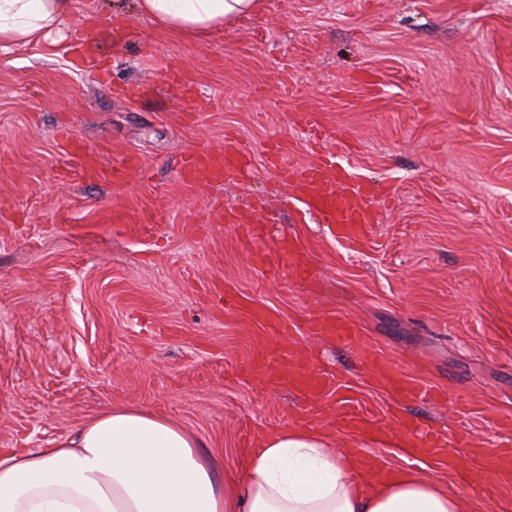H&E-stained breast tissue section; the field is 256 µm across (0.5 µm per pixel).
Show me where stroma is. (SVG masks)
<instances>
[{
	"instance_id": "stroma-1",
	"label": "stroma",
	"mask_w": 512,
	"mask_h": 512,
	"mask_svg": "<svg viewBox=\"0 0 512 512\" xmlns=\"http://www.w3.org/2000/svg\"><path fill=\"white\" fill-rule=\"evenodd\" d=\"M125 85L145 91L116 95ZM305 109L329 133L318 149L345 153L382 200L363 239L316 223L270 159L282 141L291 164L313 160ZM67 137L100 165L133 155L142 170L85 179ZM229 137L248 151L242 172L183 180L189 154ZM217 199L261 215L262 238L211 223ZM284 237L295 256L270 270L257 254ZM218 284L271 307L336 386L313 397L244 375L277 340L226 308ZM317 311L345 315L447 394L406 413L445 434L453 468L399 454L393 398L307 334ZM118 405L195 433L228 484L243 478L246 437L355 415L387 437L342 434L366 465L470 496L457 475L481 463L471 446L512 436L481 416H512V0H265L190 39L137 0H78L47 40L0 49V448L48 447Z\"/></svg>"
}]
</instances>
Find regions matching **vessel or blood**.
I'll use <instances>...</instances> for the list:
<instances>
[{
    "instance_id": "obj_1",
    "label": "vessel or blood",
    "mask_w": 512,
    "mask_h": 512,
    "mask_svg": "<svg viewBox=\"0 0 512 512\" xmlns=\"http://www.w3.org/2000/svg\"><path fill=\"white\" fill-rule=\"evenodd\" d=\"M68 150L78 161L84 177L91 180L119 184L137 173L140 167L139 160L130 156L120 165L101 168L76 143H69ZM244 155V150L233 141L226 142L223 152L217 156L206 150L198 151L185 166L184 178L198 186L223 183L225 176L237 168ZM282 174L297 189L302 202L316 215L319 223L327 225L338 237H361L371 224L376 223L375 193L344 163L341 156L323 153L315 163L302 168L288 167ZM229 304L232 311L249 318L269 334H277L278 321L270 309L236 298L230 299ZM307 327L313 335L335 339L401 400H434L435 394L431 389L411 381L392 362L379 355L372 341L350 320L334 313H324L310 317ZM306 363L305 356L296 345L283 339L273 348L261 350L249 364L248 371L271 382H286L305 388L309 394L321 395L327 391L329 381L322 373L310 371ZM398 429L405 438L406 446L414 448L415 459L439 453V439L424 436L414 429L410 420H400Z\"/></svg>"
}]
</instances>
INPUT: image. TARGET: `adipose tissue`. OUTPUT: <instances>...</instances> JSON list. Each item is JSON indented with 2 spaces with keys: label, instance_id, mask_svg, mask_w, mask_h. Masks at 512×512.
I'll return each instance as SVG.
<instances>
[{
  "label": "adipose tissue",
  "instance_id": "1",
  "mask_svg": "<svg viewBox=\"0 0 512 512\" xmlns=\"http://www.w3.org/2000/svg\"><path fill=\"white\" fill-rule=\"evenodd\" d=\"M78 0H0V47L39 42ZM263 0H138L177 36L223 28ZM0 512H472L469 499L411 470L370 479L333 434L296 426L263 437L232 489L197 436L116 407L46 448L0 452Z\"/></svg>",
  "mask_w": 512,
  "mask_h": 512
}]
</instances>
